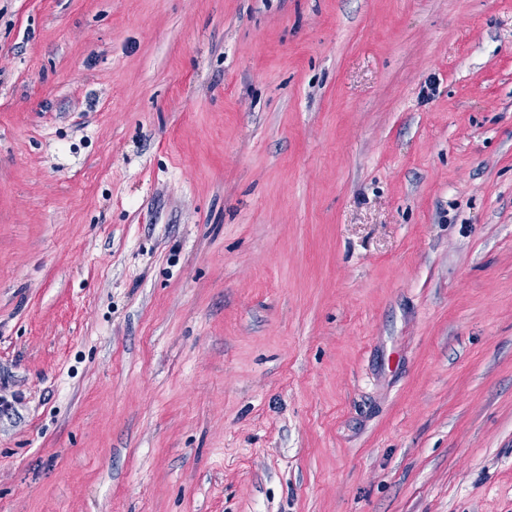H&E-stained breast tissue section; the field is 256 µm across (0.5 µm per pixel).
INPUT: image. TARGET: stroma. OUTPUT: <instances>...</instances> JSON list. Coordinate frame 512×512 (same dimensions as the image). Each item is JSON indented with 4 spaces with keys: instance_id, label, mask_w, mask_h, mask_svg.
Segmentation results:
<instances>
[{
    "instance_id": "35a3bbf8",
    "label": "stroma",
    "mask_w": 512,
    "mask_h": 512,
    "mask_svg": "<svg viewBox=\"0 0 512 512\" xmlns=\"http://www.w3.org/2000/svg\"><path fill=\"white\" fill-rule=\"evenodd\" d=\"M0 512H512V0H0Z\"/></svg>"
}]
</instances>
